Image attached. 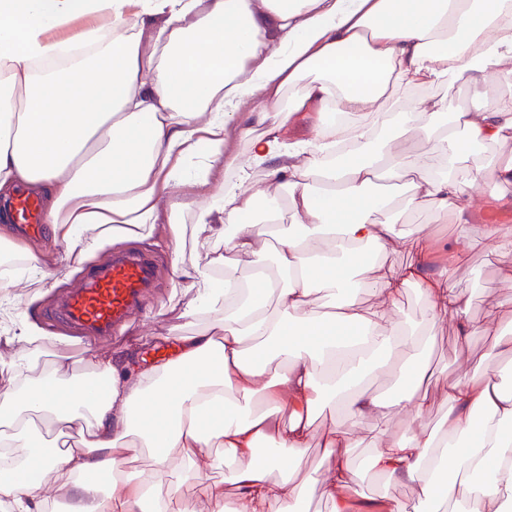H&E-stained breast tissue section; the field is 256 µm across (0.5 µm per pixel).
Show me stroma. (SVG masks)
<instances>
[{"mask_svg":"<svg viewBox=\"0 0 512 512\" xmlns=\"http://www.w3.org/2000/svg\"><path fill=\"white\" fill-rule=\"evenodd\" d=\"M118 250L124 252H146L157 263V285L145 298L142 310L136 321L120 336L102 339L72 333L69 327L52 316L51 311L64 294L80 282L79 272H72L51 294L40 302L34 312L38 323L47 332L69 336L72 345L70 351L75 359L76 372H84L91 367V355L95 352H107L117 347L129 346L141 349L142 338L152 336H180L202 330L206 319L187 323L181 319L178 311L169 306L173 290H180L183 300H191L194 291L190 283L178 280V269L206 266L209 255L195 251L190 237L174 239L169 225H157L152 235L137 241L121 242ZM461 260L455 268L452 285L454 289L471 294L474 302L468 311V317L475 328L467 343H460L455 333L453 318H445L433 323L427 319V311L419 292L414 287H406L403 297L395 310L403 320L420 324L425 332L423 359L438 371L436 379L427 386V395L431 403L429 412L420 420H410L409 416L397 409H389L381 418L366 417L360 425L359 447L347 449L346 454L353 466L358 469L359 477L349 491L356 500L381 497L398 501L407 506H415L416 489L409 481L390 482L370 471L367 459L375 442L376 426L383 425L392 430L406 429L408 424L417 428L435 432L448 411L446 390L450 382L473 373L498 374L505 366L504 358L492 351V337L483 335L481 328L492 322L500 323L503 331L512 330V317L502 308V303L512 302V288L502 287L500 273L512 268V251L492 249L482 238L480 227H472L468 241L460 245ZM344 408L323 409L317 412L313 433L308 448L302 452L299 460L291 462V475L295 481L315 482L329 465L321 446L323 434L332 426H345Z\"/></svg>","mask_w":512,"mask_h":512,"instance_id":"1","label":"stroma"}]
</instances>
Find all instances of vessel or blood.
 Wrapping results in <instances>:
<instances>
[{"mask_svg":"<svg viewBox=\"0 0 512 512\" xmlns=\"http://www.w3.org/2000/svg\"><path fill=\"white\" fill-rule=\"evenodd\" d=\"M10 209L30 236L40 234L42 210L37 198L18 192ZM155 281V265L146 254L115 253L88 267L82 284L67 293L55 313L77 330L109 336L134 319Z\"/></svg>","mask_w":512,"mask_h":512,"instance_id":"vessel-or-blood-1","label":"vessel or blood"}]
</instances>
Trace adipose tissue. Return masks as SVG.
I'll return each instance as SVG.
<instances>
[{
  "mask_svg": "<svg viewBox=\"0 0 512 512\" xmlns=\"http://www.w3.org/2000/svg\"><path fill=\"white\" fill-rule=\"evenodd\" d=\"M0 0V191L29 186L44 197L47 246L33 253L0 214V250L21 267L0 271V296L19 282L45 295L71 264L120 240L150 235L159 220L180 234L187 207L170 194L188 174L206 186L235 129L249 155L234 179L195 210L193 243L209 267L181 270L195 296L181 318L210 317L179 337L176 358L97 354L76 375L67 340L28 313L0 334V512H182L179 493L202 483L210 512H307L305 484L283 476L306 448L322 404L349 408V427L322 437L335 460L321 486L330 512H404L389 500L352 501L356 473L345 451L365 416L428 408L416 328L393 317L415 286L430 320L454 314L468 340L472 299L450 284L472 211L494 248L512 249V158L496 167L501 193L476 195L478 172L459 164L475 147L512 139V0ZM109 14V24L66 38L53 30ZM467 83L472 104L447 99L391 113L417 87ZM308 113L320 133L350 115L352 153L336 164L323 140L283 142ZM393 121L389 138L365 134ZM424 149H415L414 139ZM288 191L258 209L252 170ZM430 206L454 217L448 242L422 227L414 257L388 259L401 217ZM276 225L275 274L242 280ZM66 244L58 253L57 244ZM377 299L373 309L353 295ZM401 359L403 388L387 400L369 381ZM107 382L95 394L96 379ZM442 434L377 428L367 466L418 489L419 512H512V393L483 374L449 383ZM147 453L124 468L120 450ZM456 478L439 480L447 464ZM228 469L226 481L212 472Z\"/></svg>",
  "mask_w": 512,
  "mask_h": 512,
  "instance_id": "obj_1",
  "label": "adipose tissue"
}]
</instances>
